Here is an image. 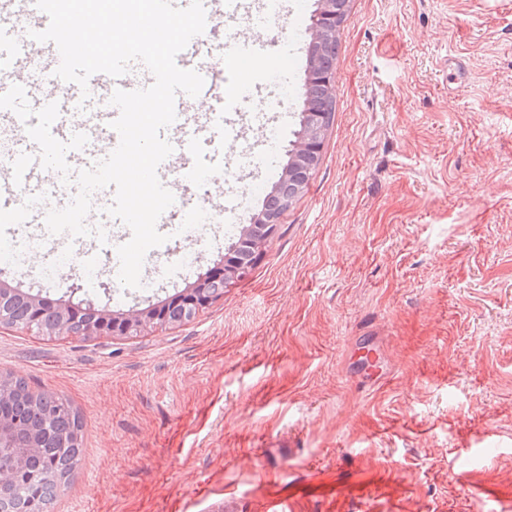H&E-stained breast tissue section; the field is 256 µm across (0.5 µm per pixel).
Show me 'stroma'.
Returning a JSON list of instances; mask_svg holds the SVG:
<instances>
[{
	"mask_svg": "<svg viewBox=\"0 0 512 512\" xmlns=\"http://www.w3.org/2000/svg\"><path fill=\"white\" fill-rule=\"evenodd\" d=\"M262 28L218 19L212 42ZM462 81H455V67ZM321 162L254 269L191 321L123 338L0 329V374L68 399L84 424L53 512H512V0H350ZM225 154L212 204L250 223L300 130L297 102ZM233 224L169 275L171 237L138 288L58 262L33 224L0 281L62 304H162L220 263ZM391 373L364 385L355 342Z\"/></svg>",
	"mask_w": 512,
	"mask_h": 512,
	"instance_id": "obj_1",
	"label": "stroma"
}]
</instances>
